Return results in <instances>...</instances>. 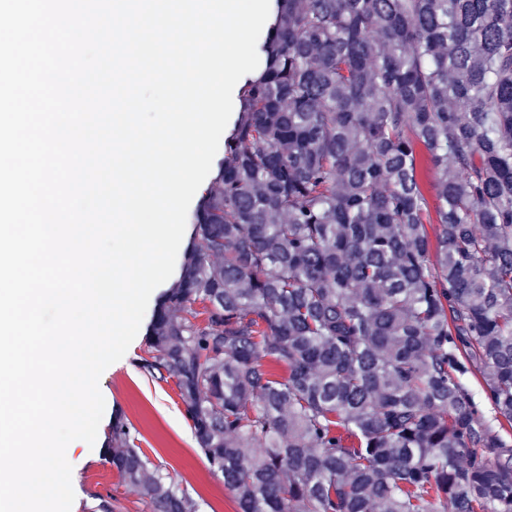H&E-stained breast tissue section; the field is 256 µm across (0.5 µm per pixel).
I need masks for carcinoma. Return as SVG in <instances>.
<instances>
[{
  "label": "carcinoma",
  "mask_w": 512,
  "mask_h": 512,
  "mask_svg": "<svg viewBox=\"0 0 512 512\" xmlns=\"http://www.w3.org/2000/svg\"><path fill=\"white\" fill-rule=\"evenodd\" d=\"M274 2L144 368L239 512H512V0Z\"/></svg>",
  "instance_id": "1"
}]
</instances>
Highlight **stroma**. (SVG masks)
<instances>
[{
	"mask_svg": "<svg viewBox=\"0 0 512 512\" xmlns=\"http://www.w3.org/2000/svg\"><path fill=\"white\" fill-rule=\"evenodd\" d=\"M151 322V316H144L125 356L100 377L107 418L99 425L95 446L76 440L66 449L75 494L71 512H151L103 457L112 422L119 416L129 426L135 445L168 482L195 502L197 512H238L234 493L200 453L174 382L150 374L143 366L149 355Z\"/></svg>",
	"mask_w": 512,
	"mask_h": 512,
	"instance_id": "1",
	"label": "stroma"
}]
</instances>
